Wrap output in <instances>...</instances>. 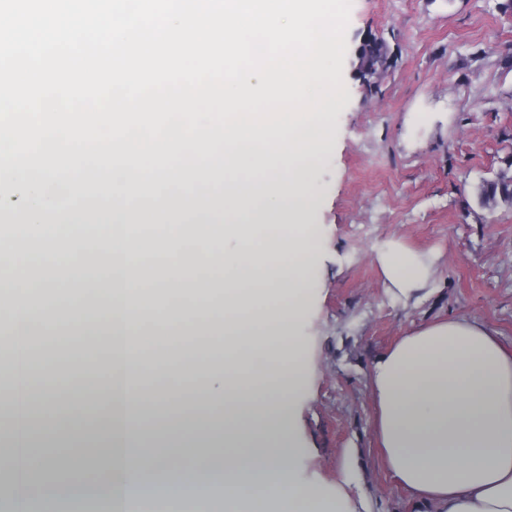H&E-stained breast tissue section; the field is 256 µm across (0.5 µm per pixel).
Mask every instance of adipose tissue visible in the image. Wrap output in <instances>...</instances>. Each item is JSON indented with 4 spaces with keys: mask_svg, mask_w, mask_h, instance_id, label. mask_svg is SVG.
<instances>
[{
    "mask_svg": "<svg viewBox=\"0 0 512 512\" xmlns=\"http://www.w3.org/2000/svg\"><path fill=\"white\" fill-rule=\"evenodd\" d=\"M335 108L326 101L313 117H289L257 127L233 124L185 135L170 121L161 139L130 130L109 144L64 145L42 138L36 153L0 161V183H19L30 204L17 210L0 199V222L49 237V250L67 254L69 245L49 233L47 215L67 224H90L106 243L110 263L101 288L107 311L106 350L93 342L98 332L84 326L79 308L68 321L83 324L80 364L108 362L104 413L84 426L86 443L105 442L106 476L96 483L99 497L114 512L141 503L146 487L164 484L165 512H180L184 488L209 485L204 464H190L195 448L179 444L161 450L178 470L166 481L144 460L140 417L155 401L135 386L137 372H151L155 358L132 357L135 323L147 320L155 298L176 288L190 289L192 308L173 313L176 330L194 329L196 309H212L223 290L224 355L194 354L190 363L207 379L199 399L224 402V453L218 472L226 512H321L318 489L299 490L293 473L278 466L282 455H302L295 437L292 398L303 381L305 359L294 332L306 304L305 268L311 257L314 198L302 186L307 171L327 145L322 131ZM169 226L164 241L180 253L185 229L205 243L194 268L174 265L162 274L138 269L143 247L131 228ZM236 246L228 250L226 239ZM0 269L12 305L10 329L0 335L15 356L13 401L28 404V338L36 323H50L53 310L34 296L64 289L57 278L34 279L23 257L0 243ZM382 271L401 294L427 281L419 257L392 248L378 256ZM223 375H213L216 360ZM378 405L377 429L388 466L413 499L416 512H512V353L480 323L466 318L420 327L375 361L372 379ZM21 468L10 474L8 512H26L29 492L47 463L30 455L28 435L16 426L0 429Z\"/></svg>",
    "mask_w": 512,
    "mask_h": 512,
    "instance_id": "1",
    "label": "adipose tissue"
}]
</instances>
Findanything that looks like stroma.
I'll use <instances>...</instances> for the list:
<instances>
[{"label":"stroma","mask_w":512,"mask_h":512,"mask_svg":"<svg viewBox=\"0 0 512 512\" xmlns=\"http://www.w3.org/2000/svg\"><path fill=\"white\" fill-rule=\"evenodd\" d=\"M370 42L382 43L388 62L366 75L359 51ZM343 80L344 95L328 117V147L305 181L318 207L306 312L296 325L307 361L296 399L306 452L292 468L300 487L321 491L327 512H414L380 448L373 366L413 330L448 317L476 320L512 351V201L479 198L486 181L512 179V0H352ZM58 230L73 239L72 267L96 260L92 230ZM136 231L144 240L142 260L154 269L202 254V243L189 235L172 256L164 246L167 225ZM0 240L27 257L32 276L51 269L74 275L72 267L56 268L43 238L0 223ZM387 245L430 261L418 295L403 297L384 276L377 253ZM193 303L183 291L156 298L139 353L223 349L205 330L169 335L170 314ZM30 347L43 366L37 387L48 399L37 412L44 423L100 412V401L54 396L107 383L105 370L80 367L76 340L37 330ZM203 383L188 366L163 365L136 378L178 414H223L222 401L196 398ZM73 482L67 498L50 486L37 495L59 512H104L88 470Z\"/></svg>","instance_id":"1"}]
</instances>
